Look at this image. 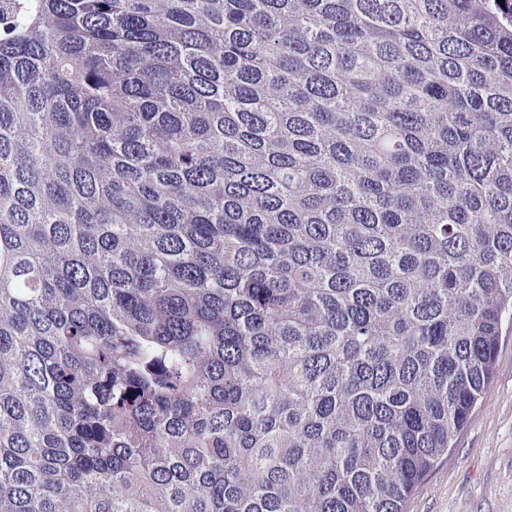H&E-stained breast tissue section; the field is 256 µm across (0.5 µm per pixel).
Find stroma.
<instances>
[{
  "label": "stroma",
  "mask_w": 512,
  "mask_h": 512,
  "mask_svg": "<svg viewBox=\"0 0 512 512\" xmlns=\"http://www.w3.org/2000/svg\"><path fill=\"white\" fill-rule=\"evenodd\" d=\"M405 512H512V323L503 328L493 380L467 427Z\"/></svg>",
  "instance_id": "stroma-1"
}]
</instances>
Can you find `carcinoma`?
<instances>
[{"label": "carcinoma", "mask_w": 512, "mask_h": 512, "mask_svg": "<svg viewBox=\"0 0 512 512\" xmlns=\"http://www.w3.org/2000/svg\"><path fill=\"white\" fill-rule=\"evenodd\" d=\"M511 317L497 0H0V512H403Z\"/></svg>", "instance_id": "obj_1"}]
</instances>
